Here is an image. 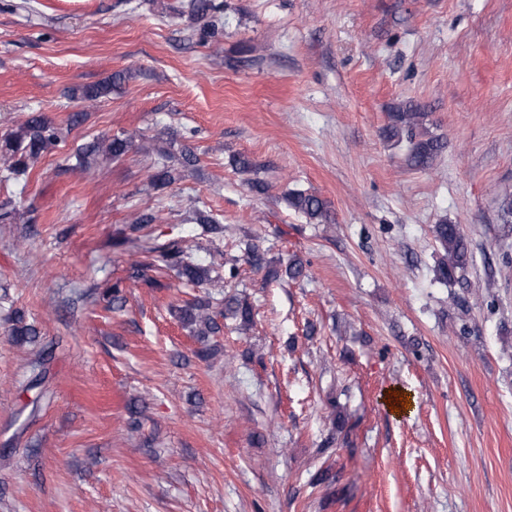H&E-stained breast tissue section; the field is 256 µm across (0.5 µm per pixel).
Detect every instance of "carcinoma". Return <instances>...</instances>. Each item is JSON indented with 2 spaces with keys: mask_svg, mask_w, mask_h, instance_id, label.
I'll return each instance as SVG.
<instances>
[{
  "mask_svg": "<svg viewBox=\"0 0 512 512\" xmlns=\"http://www.w3.org/2000/svg\"><path fill=\"white\" fill-rule=\"evenodd\" d=\"M190 14L197 20L207 17L214 18L223 11L224 4L219 0H190ZM113 80L84 86L73 92V96L90 105L106 97L112 90ZM427 113L418 104L402 106L391 114V124L386 132L391 138L402 135L411 144L409 161L414 167L429 166L442 151V140L424 128L423 121ZM62 132L58 127L40 113H31L27 120L17 129L9 132L3 139L0 148L3 155L0 159L4 164V178L22 181L28 173V162H34L43 154L58 146ZM132 146L130 137H114L101 139L77 146L74 157L77 166L85 168L96 156L102 154L118 159L128 152ZM161 162L152 177V185L156 189H164L176 181V173L180 168H188L198 162L197 155L190 148L184 149L180 155L173 156L165 150L160 151ZM288 204L296 212L303 215L311 224H326L331 221L327 203L315 194L305 190H291L287 195ZM190 224H199L206 231L220 230V220L212 211L195 208L186 217ZM436 240L444 250L434 267L436 279L450 281L456 273L466 270L471 253L467 240L460 225L442 221L433 226ZM161 257L168 265L177 269L181 278L194 284H202L209 280L210 267L201 266L188 261L184 251L175 245L162 244L157 247ZM211 304L208 300H195L177 309V318L185 327H198L197 335L208 336L219 331L216 317L210 313ZM224 316H231L246 326L252 320L251 308L231 296L224 299ZM10 336L17 344L23 345L37 341V330L24 322L22 315L15 311L11 319ZM52 352L45 349L39 351L31 362V378L24 390H34L46 382L47 364Z\"/></svg>",
  "mask_w": 512,
  "mask_h": 512,
  "instance_id": "obj_1",
  "label": "carcinoma"
}]
</instances>
